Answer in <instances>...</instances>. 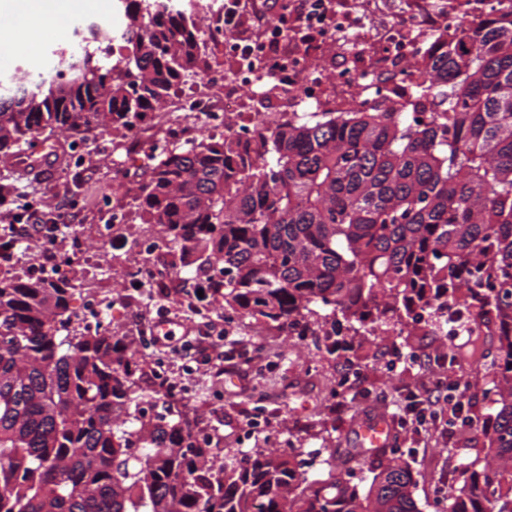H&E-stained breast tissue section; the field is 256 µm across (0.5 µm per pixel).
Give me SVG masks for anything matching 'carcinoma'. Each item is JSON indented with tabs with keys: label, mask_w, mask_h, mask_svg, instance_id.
Wrapping results in <instances>:
<instances>
[{
	"label": "carcinoma",
	"mask_w": 512,
	"mask_h": 512,
	"mask_svg": "<svg viewBox=\"0 0 512 512\" xmlns=\"http://www.w3.org/2000/svg\"><path fill=\"white\" fill-rule=\"evenodd\" d=\"M200 0H120L23 83L0 82V157L58 134L132 131L210 69ZM415 87L351 112H279L255 152L236 131L148 145L133 198L168 250L201 251V302L300 340L375 334L381 318L463 294L498 340L487 460L446 512H512V9L440 33ZM73 280L0 276V512H417L397 456L367 494L297 449L242 456L207 438L175 386L141 385L131 337L72 325Z\"/></svg>",
	"instance_id": "obj_1"
}]
</instances>
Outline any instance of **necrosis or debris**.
<instances>
[{
	"mask_svg": "<svg viewBox=\"0 0 512 512\" xmlns=\"http://www.w3.org/2000/svg\"><path fill=\"white\" fill-rule=\"evenodd\" d=\"M404 2L310 0L305 11L289 10L287 25L275 20L265 28L260 52L241 60L237 79L225 83L223 95L174 85L162 110L153 113L129 142V165L139 164L141 144L155 127H162L168 140L181 145L197 141L204 129L224 133L227 115L237 108L243 87L257 89L268 79L275 80L297 112H342L393 87L409 86L414 79L411 60L424 51L432 35L459 29L507 6L506 0H439L435 6L416 0L415 8L408 9ZM330 44L352 58L333 74L314 64L316 51ZM135 246L141 260L120 269L119 293L92 290L84 295L80 317L86 323H100L103 313L137 286L151 282L165 289L176 280L179 263L167 254L157 232L142 230Z\"/></svg>",
	"mask_w": 512,
	"mask_h": 512,
	"instance_id": "4bbe7bcc",
	"label": "necrosis or debris"
}]
</instances>
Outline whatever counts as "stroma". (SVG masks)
Instances as JSON below:
<instances>
[{"mask_svg":"<svg viewBox=\"0 0 512 512\" xmlns=\"http://www.w3.org/2000/svg\"><path fill=\"white\" fill-rule=\"evenodd\" d=\"M59 33V28L48 30L40 24L12 31L4 43L14 58L9 68L0 69V79L14 81L45 66ZM131 136V131L115 125L85 143L58 137L52 148L58 164L48 173L21 170L16 156L0 162V181L19 187L23 209L35 211L42 221L52 212L63 215L54 248L68 256L69 277L109 290L118 284L109 269L110 255L100 251L98 267L88 268L71 254L72 231L82 229L86 239H93L102 213L112 205L113 192L134 197L138 178L119 179L113 166L121 156L120 144ZM204 315L223 330V344L233 355L240 386L215 379L209 364L194 352L157 345L152 351L167 358L170 377L190 386L193 400L203 403L206 432L223 437L232 449L246 451L263 444L298 449L301 459L310 464L309 474L324 479L330 470H337L363 494L369 491L381 458H353L357 416L394 413L411 397L427 396L440 382H489L498 348L490 330L473 335L465 348H456L447 311L434 308L422 318L403 317L398 326L380 325L375 336L353 345L344 357L321 361L313 343L298 342L250 319L227 323L221 310L182 300L177 283L108 325L133 336L143 322L176 320L197 333ZM397 436L401 457L411 470L412 496L419 512H435L434 491L447 486L449 476L484 464L487 445L475 428H460L448 440L437 429L420 433L401 428ZM331 456L336 459L332 469L326 464Z\"/></svg>","mask_w":512,"mask_h":512,"instance_id":"35a3bbf8","label":"stroma"}]
</instances>
